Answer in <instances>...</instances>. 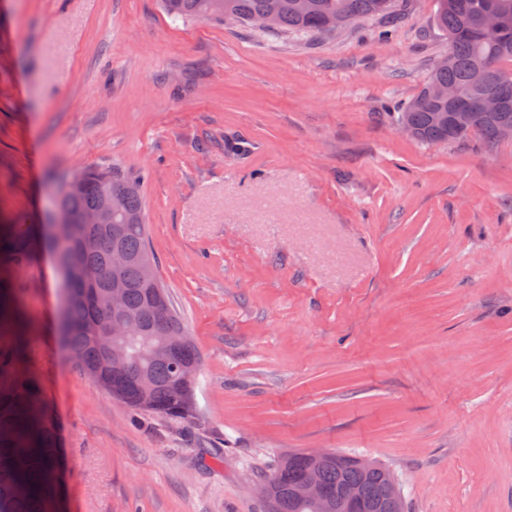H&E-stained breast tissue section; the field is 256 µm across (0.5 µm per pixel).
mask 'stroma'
<instances>
[{"instance_id": "obj_1", "label": "stroma", "mask_w": 512, "mask_h": 512, "mask_svg": "<svg viewBox=\"0 0 512 512\" xmlns=\"http://www.w3.org/2000/svg\"><path fill=\"white\" fill-rule=\"evenodd\" d=\"M433 9L310 43L0 0V214L44 222L85 165L145 171L201 356L194 421L133 415L62 350L51 257L18 272L64 512H264L258 478L311 448L385 464L410 512H512V139L422 145L391 117L448 53Z\"/></svg>"}]
</instances>
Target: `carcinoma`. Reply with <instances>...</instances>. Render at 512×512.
I'll return each mask as SVG.
<instances>
[{
	"label": "carcinoma",
	"mask_w": 512,
	"mask_h": 512,
	"mask_svg": "<svg viewBox=\"0 0 512 512\" xmlns=\"http://www.w3.org/2000/svg\"><path fill=\"white\" fill-rule=\"evenodd\" d=\"M300 8L299 0H162L174 19L224 22V15L239 24L260 30H275L303 39L332 34L325 19L339 15L351 27L366 20L395 18L404 11V0H310ZM436 27L455 35L448 45L452 55L448 66L432 67L420 92L396 107L395 121L406 120L420 133L421 144L464 143L479 138L486 148L502 142L497 129L512 124V0H434ZM488 10L501 13L504 29L484 34L479 17ZM483 63L491 75V86L507 100L509 109L492 118L480 117L469 131L454 132L437 114L455 107L427 98L431 83L457 86L467 101L481 91L469 81L474 65ZM144 178L118 167L86 166L56 181L57 209L72 219L99 204L110 191L120 197V208L110 224H69L59 239L37 229L24 217L6 222L0 218V267L18 269L26 265L32 250L41 248L57 266L66 298V319L58 333L68 355L78 368L113 399L136 414L152 413L177 422H189L196 415L194 381L183 378V367L200 365V354L192 340L164 347L159 328L166 324L176 336L188 332L174 308L160 277H155L161 294L163 314L149 304L150 284L145 266L157 270L148 245L145 224ZM122 249L129 261L112 271V249ZM92 266L98 276L88 281L84 268ZM124 285L125 311L132 322L116 344L127 358V369L112 373V362L100 344L104 330L112 327V308L103 305L114 279ZM37 331L27 315L22 289L11 276L0 278V512H62L57 487L56 424L46 406L38 376L31 365L30 337ZM308 461L304 452H290L280 458L264 479L267 512H396L395 502L405 505L394 473L379 463L372 470L358 464V457L337 452L320 471L325 492L324 506L316 509L297 497ZM360 492L359 504L351 505L341 496L346 485Z\"/></svg>",
	"instance_id": "1"
}]
</instances>
